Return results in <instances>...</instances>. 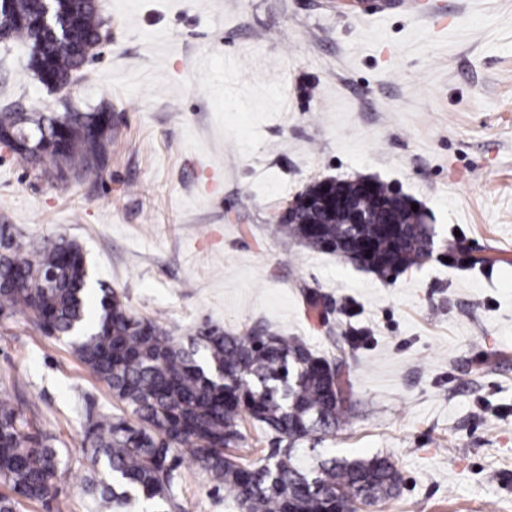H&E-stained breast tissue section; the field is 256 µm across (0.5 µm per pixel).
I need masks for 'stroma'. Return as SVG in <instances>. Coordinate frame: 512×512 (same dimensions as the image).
<instances>
[{"instance_id": "stroma-1", "label": "stroma", "mask_w": 512, "mask_h": 512, "mask_svg": "<svg viewBox=\"0 0 512 512\" xmlns=\"http://www.w3.org/2000/svg\"><path fill=\"white\" fill-rule=\"evenodd\" d=\"M98 0L87 80L49 91L0 42V106L86 112L114 135L100 175L60 186L0 145V224L83 249L93 283L187 342L211 324L297 337L340 365L345 419L306 461L388 457L394 497L359 512H512V0ZM323 177L409 196L431 258L381 277L278 232ZM55 436L65 472L22 512H95L88 411L118 403L64 339L0 317V393ZM226 456L274 446L251 419ZM185 512H238L183 461Z\"/></svg>"}]
</instances>
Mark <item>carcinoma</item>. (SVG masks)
I'll return each instance as SVG.
<instances>
[{"instance_id":"cac0c4a2","label":"carcinoma","mask_w":512,"mask_h":512,"mask_svg":"<svg viewBox=\"0 0 512 512\" xmlns=\"http://www.w3.org/2000/svg\"><path fill=\"white\" fill-rule=\"evenodd\" d=\"M45 0H9L7 15L42 13ZM52 27L36 31L10 24L6 39L31 48L34 74L48 70L61 86L84 72L103 39L97 0H58ZM94 112H17L0 109V142L19 158L52 163L66 184L107 153L112 130L100 139L81 134ZM370 223L347 224L345 211L316 216L296 206L279 230L317 251L359 255L380 275L419 262L431 240L421 215L388 186L376 183L368 198ZM21 314L50 336L70 340L80 360L128 412L86 420L87 459L97 478L87 486L100 512H181L174 494L179 468L190 456L198 469L244 512H345L354 503L393 496L399 476L383 456L324 459L316 467L298 460V445L339 423L346 381L303 342L264 332L231 336L205 327L180 344L149 319L131 315L110 288L92 301L81 247L48 240L38 247L0 224V314ZM224 371V381L217 378ZM249 417L275 435L264 463L238 464L224 449L242 439L239 421ZM52 437L29 430L11 400L0 397V512H21L24 501H44L60 476Z\"/></svg>"}]
</instances>
